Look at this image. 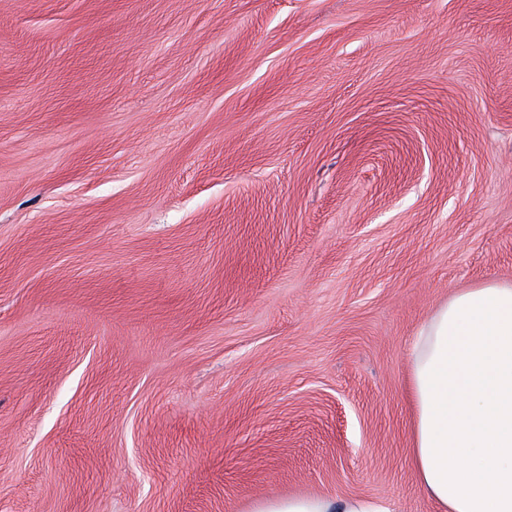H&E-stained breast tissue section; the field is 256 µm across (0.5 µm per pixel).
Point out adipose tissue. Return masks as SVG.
I'll list each match as a JSON object with an SVG mask.
<instances>
[{
  "label": "adipose tissue",
  "mask_w": 512,
  "mask_h": 512,
  "mask_svg": "<svg viewBox=\"0 0 512 512\" xmlns=\"http://www.w3.org/2000/svg\"><path fill=\"white\" fill-rule=\"evenodd\" d=\"M412 463L438 512H512V281L452 292L411 348ZM251 512H388L368 499L278 496Z\"/></svg>",
  "instance_id": "obj_1"
}]
</instances>
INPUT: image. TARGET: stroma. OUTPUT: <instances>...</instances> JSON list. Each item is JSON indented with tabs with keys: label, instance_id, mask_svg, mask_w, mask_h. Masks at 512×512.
I'll list each match as a JSON object with an SVG mask.
<instances>
[{
	"label": "stroma",
	"instance_id": "stroma-1",
	"mask_svg": "<svg viewBox=\"0 0 512 512\" xmlns=\"http://www.w3.org/2000/svg\"><path fill=\"white\" fill-rule=\"evenodd\" d=\"M492 280L512 0H0V512H437L408 351ZM250 512H390L368 499L327 496H278L258 498Z\"/></svg>",
	"mask_w": 512,
	"mask_h": 512
}]
</instances>
